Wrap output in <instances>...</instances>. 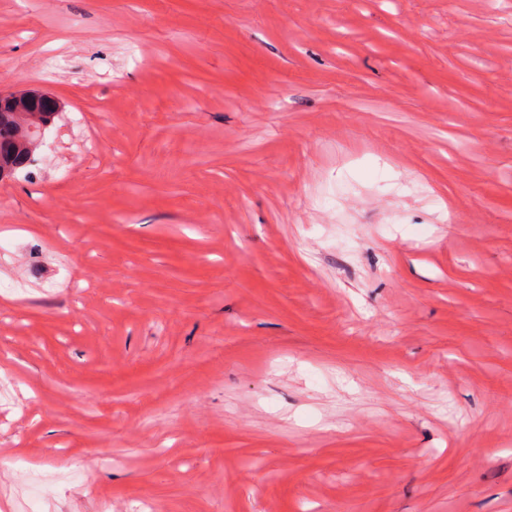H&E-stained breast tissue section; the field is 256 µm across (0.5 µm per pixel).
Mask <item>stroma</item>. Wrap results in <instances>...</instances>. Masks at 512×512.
Instances as JSON below:
<instances>
[{"instance_id": "obj_1", "label": "stroma", "mask_w": 512, "mask_h": 512, "mask_svg": "<svg viewBox=\"0 0 512 512\" xmlns=\"http://www.w3.org/2000/svg\"><path fill=\"white\" fill-rule=\"evenodd\" d=\"M26 91L0 512H512V0H0Z\"/></svg>"}]
</instances>
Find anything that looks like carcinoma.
<instances>
[{
    "instance_id": "carcinoma-1",
    "label": "carcinoma",
    "mask_w": 512,
    "mask_h": 512,
    "mask_svg": "<svg viewBox=\"0 0 512 512\" xmlns=\"http://www.w3.org/2000/svg\"><path fill=\"white\" fill-rule=\"evenodd\" d=\"M54 120L50 100H20L0 97V180L32 162V145L37 137L33 128Z\"/></svg>"
}]
</instances>
